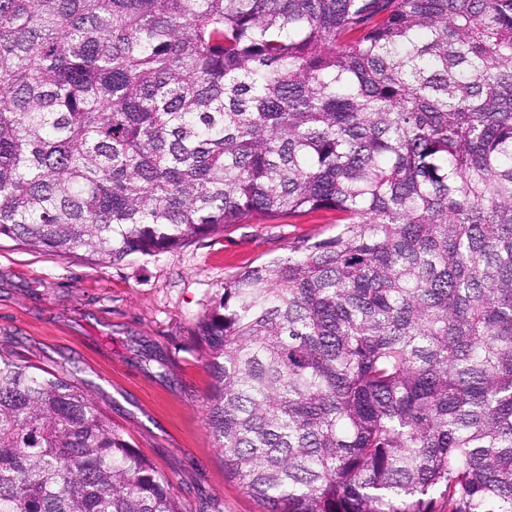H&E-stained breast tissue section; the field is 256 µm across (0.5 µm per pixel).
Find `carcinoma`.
Segmentation results:
<instances>
[{
	"label": "carcinoma",
	"instance_id": "obj_1",
	"mask_svg": "<svg viewBox=\"0 0 512 512\" xmlns=\"http://www.w3.org/2000/svg\"><path fill=\"white\" fill-rule=\"evenodd\" d=\"M338 214L198 322L264 512H512V0H0V239L154 256ZM0 512H187L0 348Z\"/></svg>",
	"mask_w": 512,
	"mask_h": 512
}]
</instances>
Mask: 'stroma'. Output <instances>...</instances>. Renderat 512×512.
<instances>
[{"instance_id": "stroma-1", "label": "stroma", "mask_w": 512, "mask_h": 512, "mask_svg": "<svg viewBox=\"0 0 512 512\" xmlns=\"http://www.w3.org/2000/svg\"><path fill=\"white\" fill-rule=\"evenodd\" d=\"M336 233L321 211L231 224L181 247L112 263L0 240V347L80 379L189 512H261L224 472L208 432L202 315L225 280L297 242Z\"/></svg>"}]
</instances>
